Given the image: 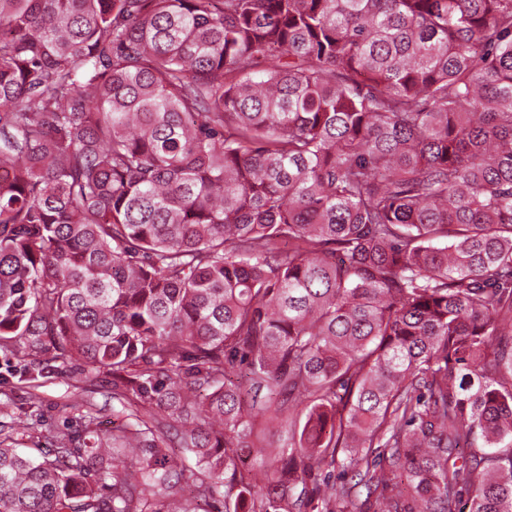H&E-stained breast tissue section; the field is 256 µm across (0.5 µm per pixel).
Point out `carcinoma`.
Masks as SVG:
<instances>
[{
  "label": "carcinoma",
  "instance_id": "obj_1",
  "mask_svg": "<svg viewBox=\"0 0 512 512\" xmlns=\"http://www.w3.org/2000/svg\"><path fill=\"white\" fill-rule=\"evenodd\" d=\"M0 351V512H512V0H0ZM52 356L53 353L42 356V375L34 383L27 384L21 382L25 377L15 370L11 360L0 353V390L6 391L11 398L5 404L4 396L0 395L2 428L13 420L22 419L39 430L48 427L79 430L88 409V400L94 404V413L103 432L126 422L124 403L112 399V376L104 373L88 375L75 367H63L60 362L52 360ZM30 392L41 398L38 408L29 407Z\"/></svg>",
  "mask_w": 512,
  "mask_h": 512
}]
</instances>
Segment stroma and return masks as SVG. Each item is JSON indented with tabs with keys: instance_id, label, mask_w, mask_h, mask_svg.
I'll list each match as a JSON object with an SVG mask.
<instances>
[{
	"instance_id": "obj_1",
	"label": "stroma",
	"mask_w": 512,
	"mask_h": 512,
	"mask_svg": "<svg viewBox=\"0 0 512 512\" xmlns=\"http://www.w3.org/2000/svg\"><path fill=\"white\" fill-rule=\"evenodd\" d=\"M42 373L35 384L22 380L7 356L0 353V390L6 391L9 401H0V424L10 425L21 419L37 429L48 427L80 429L87 410H94L101 430L126 420L123 403L112 397V378L100 373L89 375L79 369L65 367L51 355L42 357ZM42 400L39 407L28 405L29 393Z\"/></svg>"
}]
</instances>
